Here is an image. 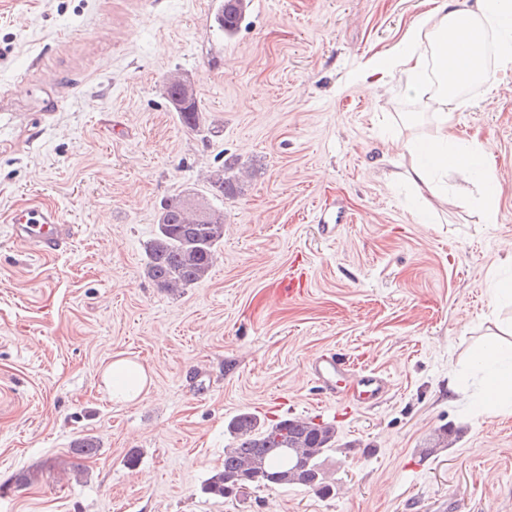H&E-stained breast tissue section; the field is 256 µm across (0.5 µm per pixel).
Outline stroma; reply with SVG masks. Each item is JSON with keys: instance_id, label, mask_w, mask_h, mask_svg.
<instances>
[{"instance_id": "stroma-1", "label": "stroma", "mask_w": 512, "mask_h": 512, "mask_svg": "<svg viewBox=\"0 0 512 512\" xmlns=\"http://www.w3.org/2000/svg\"><path fill=\"white\" fill-rule=\"evenodd\" d=\"M219 5L0 0V512H512V415L448 387L495 331L491 277L512 244V72L493 99L468 87L454 118L460 138L494 147L499 215L485 224L476 206L417 198L409 157L388 146L433 131V103L397 73L356 78L427 0H251L231 36ZM173 71L194 84L197 131L169 107ZM49 82L71 94L43 125ZM228 158L242 190L224 201L208 278L158 288L145 264L161 202ZM38 205L79 228L57 255L10 235L11 212ZM323 207L348 217L331 237ZM292 267L306 287L287 299L276 283ZM329 351L382 372L386 400L323 391L309 362ZM115 355L151 371L136 403L100 384ZM243 411L334 425L330 494H203ZM444 430L447 447L432 450ZM85 436L98 451L78 474L71 447Z\"/></svg>"}]
</instances>
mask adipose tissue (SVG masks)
Here are the masks:
<instances>
[{"label":"adipose tissue","instance_id":"1","mask_svg":"<svg viewBox=\"0 0 512 512\" xmlns=\"http://www.w3.org/2000/svg\"><path fill=\"white\" fill-rule=\"evenodd\" d=\"M512 69V0H435L429 12L417 15L403 40L373 58L361 79H385L400 72L410 91L430 92L439 114L429 136L402 140L411 158L409 178L418 191L434 192L448 175L478 184L485 223L498 219L499 186L488 164L490 148L458 139L451 131L455 112L464 101L461 85L473 82L494 92L499 75ZM502 342L478 345L471 360L480 375L474 399L488 415H512V321L500 324ZM111 398L133 403L148 393L152 379L140 362L116 357L101 372Z\"/></svg>","mask_w":512,"mask_h":512}]
</instances>
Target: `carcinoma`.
<instances>
[{"label":"carcinoma","mask_w":512,"mask_h":512,"mask_svg":"<svg viewBox=\"0 0 512 512\" xmlns=\"http://www.w3.org/2000/svg\"><path fill=\"white\" fill-rule=\"evenodd\" d=\"M250 0H224L216 14L226 35L238 29ZM166 96L180 123L190 131L200 129L197 94L192 84L172 75ZM233 166L223 162L206 178L207 217H190L182 194L165 199L156 215V232L147 245L146 275L158 287L174 291L204 280L224 241V198L241 192ZM232 443L224 449V468L206 479L202 492L224 499L239 494L238 487L281 488L297 485L322 495L330 493L323 463L335 448L336 428L310 419L292 417L267 423L243 412L230 419Z\"/></svg>","instance_id":"obj_1"}]
</instances>
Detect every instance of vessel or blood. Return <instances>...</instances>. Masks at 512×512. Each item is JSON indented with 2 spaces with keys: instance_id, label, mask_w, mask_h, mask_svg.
Listing matches in <instances>:
<instances>
[{
  "instance_id": "b4317fda",
  "label": "vessel or blood",
  "mask_w": 512,
  "mask_h": 512,
  "mask_svg": "<svg viewBox=\"0 0 512 512\" xmlns=\"http://www.w3.org/2000/svg\"><path fill=\"white\" fill-rule=\"evenodd\" d=\"M14 241L38 255L63 251L75 234V227L62 223L55 208L31 206L16 209L9 218ZM310 372L322 389L345 398L381 399L385 382L373 369H356L353 360L339 352H328L310 362Z\"/></svg>"
}]
</instances>
